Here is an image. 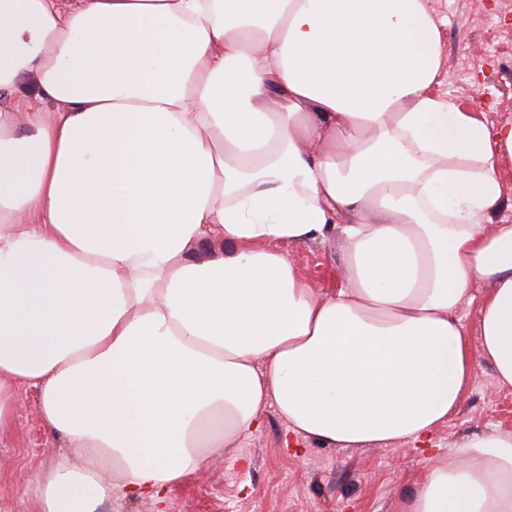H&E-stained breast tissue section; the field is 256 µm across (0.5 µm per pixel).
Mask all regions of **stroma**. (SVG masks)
Returning a JSON list of instances; mask_svg holds the SVG:
<instances>
[{"label": "stroma", "mask_w": 512, "mask_h": 512, "mask_svg": "<svg viewBox=\"0 0 512 512\" xmlns=\"http://www.w3.org/2000/svg\"><path fill=\"white\" fill-rule=\"evenodd\" d=\"M443 19L444 65L433 91L483 119L512 118V0H429ZM297 270L315 287L330 288L343 258L335 243L291 245ZM259 432L209 455L202 467L163 493L162 503L115 492L105 512H395L428 465L426 447L398 441L367 448H330L313 440L284 444L288 423L273 404ZM494 428L512 430V388L483 366L458 409L432 434L445 450ZM62 441L38 412V393L19 387L10 425L0 430V512H38L32 488L60 452Z\"/></svg>", "instance_id": "obj_1"}]
</instances>
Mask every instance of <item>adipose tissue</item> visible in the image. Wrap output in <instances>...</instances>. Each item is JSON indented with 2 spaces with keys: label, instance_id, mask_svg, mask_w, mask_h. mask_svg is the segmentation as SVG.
I'll use <instances>...</instances> for the list:
<instances>
[{
  "label": "adipose tissue",
  "instance_id": "ef3b65f1",
  "mask_svg": "<svg viewBox=\"0 0 512 512\" xmlns=\"http://www.w3.org/2000/svg\"><path fill=\"white\" fill-rule=\"evenodd\" d=\"M442 57L428 0H0V96L36 80L0 111V427L37 389L39 512L158 497L270 401L361 448L430 436L479 365L512 387V120L432 96ZM333 238L322 292L283 247ZM398 512H512V430Z\"/></svg>",
  "mask_w": 512,
  "mask_h": 512
}]
</instances>
